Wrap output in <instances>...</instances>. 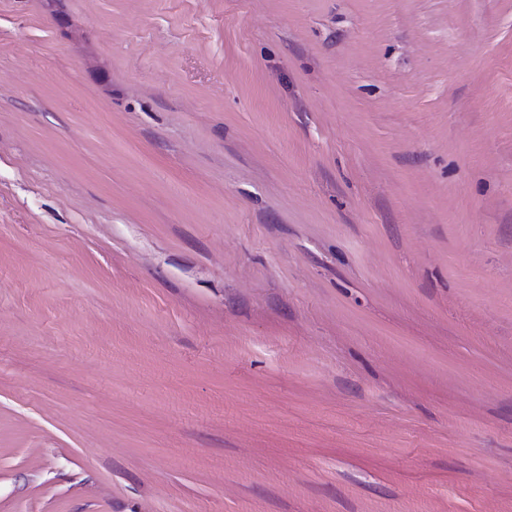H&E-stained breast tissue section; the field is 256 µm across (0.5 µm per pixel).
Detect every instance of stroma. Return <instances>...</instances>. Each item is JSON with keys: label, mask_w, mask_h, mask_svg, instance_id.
Segmentation results:
<instances>
[{"label": "stroma", "mask_w": 512, "mask_h": 512, "mask_svg": "<svg viewBox=\"0 0 512 512\" xmlns=\"http://www.w3.org/2000/svg\"><path fill=\"white\" fill-rule=\"evenodd\" d=\"M0 512H512V0H0Z\"/></svg>", "instance_id": "1"}]
</instances>
